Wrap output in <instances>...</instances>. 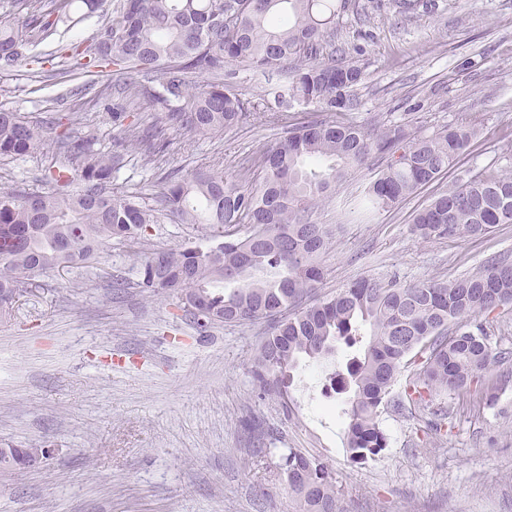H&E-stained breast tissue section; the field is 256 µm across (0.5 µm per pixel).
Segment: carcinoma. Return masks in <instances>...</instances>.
Instances as JSON below:
<instances>
[{
  "label": "carcinoma",
  "instance_id": "carcinoma-1",
  "mask_svg": "<svg viewBox=\"0 0 512 512\" xmlns=\"http://www.w3.org/2000/svg\"><path fill=\"white\" fill-rule=\"evenodd\" d=\"M347 0H114L112 15L89 47L97 61L115 67L123 88L134 74L160 75L152 98L168 119L207 134L230 130L252 112H286L312 105L344 114L358 106L354 91L365 69L320 58L325 34L336 29ZM73 0H58L49 14H33L20 26L0 24V62L25 60L27 47L70 20ZM229 65L259 71L289 67L288 82L271 90L274 104L255 105L220 81ZM213 81L194 88L192 75ZM475 127L446 126L416 134L405 123L358 124L320 120L288 130V136L250 161L257 172L248 186L199 171L171 177L160 205L181 224H205L200 243L179 250L138 253L139 287L184 303L197 326L263 320L251 373L262 396H276L289 414L292 370L299 358L330 357L336 342L362 344L360 353L334 372L331 386L352 390L345 428L350 460L365 463L387 448L380 416L402 408L393 394L401 369L419 359L404 389L408 402L468 388L492 359L477 318L512 302V260L490 259L479 271L453 281L401 284L393 278H358L313 304L303 300L324 278L322 256L333 230L314 220L315 209L336 183L371 157L389 162L369 183L357 207L386 208L436 181L470 147ZM37 129L17 112L0 110V156L18 157L39 146ZM64 162L45 174L41 191L0 186V313L9 293L36 275L85 264L112 238L140 242L157 210L138 195L112 193L119 152L102 153L89 142L63 140ZM249 225L237 237L233 228ZM512 224V167L471 175L419 210L412 232L423 240L482 237ZM231 286L220 290L215 284ZM282 471L298 512H340L336 480L327 465L297 448L282 455Z\"/></svg>",
  "mask_w": 512,
  "mask_h": 512
}]
</instances>
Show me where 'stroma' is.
<instances>
[{"label":"stroma","mask_w":512,"mask_h":512,"mask_svg":"<svg viewBox=\"0 0 512 512\" xmlns=\"http://www.w3.org/2000/svg\"><path fill=\"white\" fill-rule=\"evenodd\" d=\"M111 11L110 0L95 12L78 6L73 26L37 43L31 60L0 64V109L26 116L42 140L35 154L0 157V186L44 188L62 136L115 149L125 139L109 116L116 105L129 123L169 141L148 166L143 146L127 147L112 179L114 192L149 203L171 174L246 179L245 159L288 128L320 119L316 108L298 105L282 120L252 118L221 133L171 125L146 93L158 86L156 74L137 76L143 91L128 97L115 91L111 68H87L71 54L70 44L94 43ZM323 52L366 69L349 120L402 121L425 134L463 123L477 135L447 174L364 220H350L346 202L384 160L337 184L314 216L336 227L319 296L371 275L451 281L512 255V224L456 241L411 231L415 212L458 178L512 167V0H435L414 15L399 13L393 0H348ZM224 80L256 101L283 77L229 66ZM205 231L164 217L141 249L178 248ZM139 280L128 242L116 238L90 263L38 275L0 319V448L49 451L36 468L0 469V512H296L279 468L289 448L328 465L344 512H512V356L432 406L383 412L387 448L355 464L346 453V398L325 391L328 372L353 349L340 343L332 360L301 361L286 416L276 397L257 398L250 373L265 322L202 334L172 299L147 293ZM434 407L445 414L438 432L427 426Z\"/></svg>","instance_id":"35a3bbf8"}]
</instances>
